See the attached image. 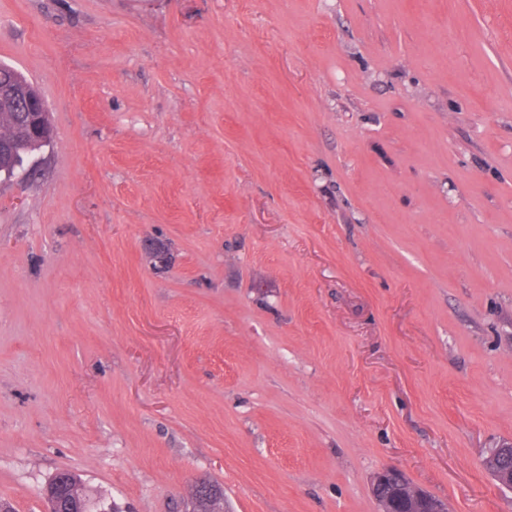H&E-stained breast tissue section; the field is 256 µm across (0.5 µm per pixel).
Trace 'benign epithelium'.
<instances>
[{
	"mask_svg": "<svg viewBox=\"0 0 512 512\" xmlns=\"http://www.w3.org/2000/svg\"><path fill=\"white\" fill-rule=\"evenodd\" d=\"M4 96L18 101L21 119L25 125L28 141L22 144H7L5 149L12 152L28 153L43 146L47 138V107L39 91L30 83L22 82L20 87L5 91ZM75 480L71 473L60 471L55 474L52 488L42 490L47 512H56L57 499L54 489L71 487ZM372 493L380 506V512H448L446 501L421 487L409 483L406 476L394 468L376 473L372 479Z\"/></svg>",
	"mask_w": 512,
	"mask_h": 512,
	"instance_id": "obj_1",
	"label": "benign epithelium"
}]
</instances>
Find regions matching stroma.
<instances>
[{
	"instance_id": "obj_1",
	"label": "stroma",
	"mask_w": 512,
	"mask_h": 512,
	"mask_svg": "<svg viewBox=\"0 0 512 512\" xmlns=\"http://www.w3.org/2000/svg\"><path fill=\"white\" fill-rule=\"evenodd\" d=\"M0 499L512 512V0H0ZM18 83L20 88H17L16 85L10 90H6L4 96L8 99L14 97V100L18 101L28 141L22 144H5L4 147L11 152L28 153L48 142L46 132L48 112L45 101L32 84L21 80ZM14 107L10 102L7 107L0 110V140L22 141L25 138L23 127L17 125L14 121ZM406 476L394 468L376 473L372 493L381 512H447L448 504L421 487L409 484ZM409 484V485H408ZM53 485L49 489V486L42 490L43 498L47 505V512H57V499L55 498L53 492L57 487H67L70 491V499H69V511L68 512H91L90 505L86 499L82 497L75 496L71 493V486L76 485V482L71 474V472L60 471L55 474ZM209 493L202 495L194 486L189 495L186 512H224V489L213 481H207Z\"/></svg>"
}]
</instances>
